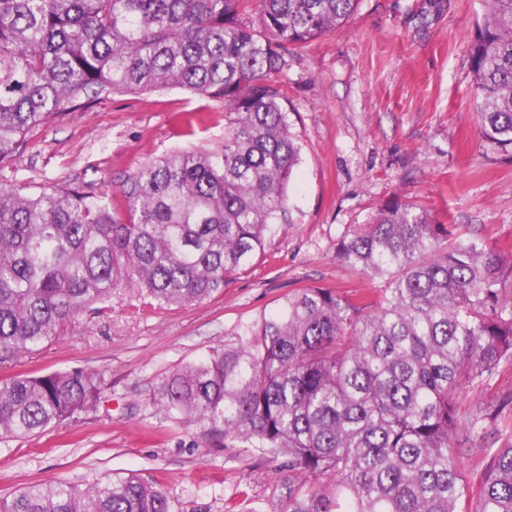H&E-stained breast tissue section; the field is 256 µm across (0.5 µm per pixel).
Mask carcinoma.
Segmentation results:
<instances>
[{"label": "carcinoma", "mask_w": 512, "mask_h": 512, "mask_svg": "<svg viewBox=\"0 0 512 512\" xmlns=\"http://www.w3.org/2000/svg\"><path fill=\"white\" fill-rule=\"evenodd\" d=\"M254 1L255 27L241 17ZM359 0H0V164L27 133L102 94L178 88L224 101V141L172 151L125 181L122 207L66 186L0 188V360L33 352L119 290L149 307L202 301L289 224L301 146L280 77L290 46L340 27ZM482 139L512 157V0H488L470 47ZM339 259L380 287L360 304L300 288L236 342L163 377L151 402L212 446L286 458L306 480L272 512H512V441L472 504L456 395L512 363V258L399 200ZM103 374L0 382V439L95 407ZM492 414L470 417L481 436ZM0 512H172L134 475L56 481Z\"/></svg>", "instance_id": "1"}]
</instances>
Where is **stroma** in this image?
Here are the masks:
<instances>
[{
	"mask_svg": "<svg viewBox=\"0 0 512 512\" xmlns=\"http://www.w3.org/2000/svg\"><path fill=\"white\" fill-rule=\"evenodd\" d=\"M486 0H360L336 31L291 48L283 79L302 160L288 189L291 222L266 253L198 303L144 310L116 292L38 351L0 362V381L58 369L103 372L97 410L27 438L0 441V497L64 480L86 486L115 475L161 480L173 512H271L302 479L285 459L213 448L199 429L150 402L158 381L239 325L271 312L298 288L361 294L372 283L336 256L338 243L400 199L512 257V159L482 140L469 67ZM221 102L181 89L104 95L30 130L0 187L69 184L112 204L128 175L166 152L216 146ZM512 397V366L464 386L461 419ZM485 440L459 433L458 459L477 498Z\"/></svg>",
	"mask_w": 512,
	"mask_h": 512,
	"instance_id": "obj_1",
	"label": "stroma"
}]
</instances>
